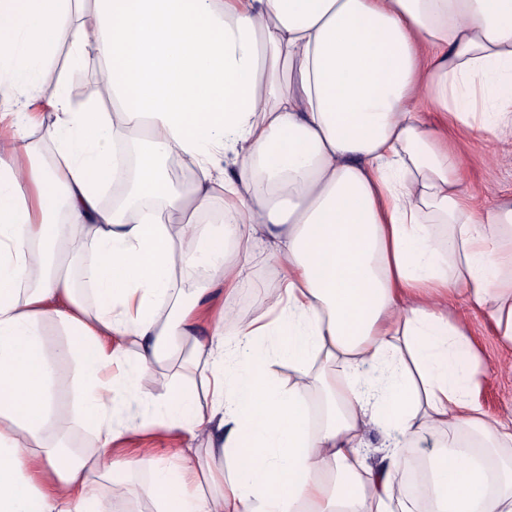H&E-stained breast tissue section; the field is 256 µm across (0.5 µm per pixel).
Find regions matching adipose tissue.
<instances>
[{
	"instance_id": "obj_1",
	"label": "adipose tissue",
	"mask_w": 512,
	"mask_h": 512,
	"mask_svg": "<svg viewBox=\"0 0 512 512\" xmlns=\"http://www.w3.org/2000/svg\"><path fill=\"white\" fill-rule=\"evenodd\" d=\"M62 44L66 68L100 66L96 102L47 80ZM0 93L26 97L0 151V512H113L134 467L157 512H414L394 458L430 437L426 512H512V426L480 403L484 362L448 314L467 294L512 352V201L476 207L442 137H512V0H0ZM40 105L52 119L33 143ZM119 143L138 144L134 169ZM170 159L198 168L188 190L172 191ZM117 183L128 204L104 205ZM219 198L212 229L199 217ZM258 241L282 272L264 314L225 311L197 336L211 282L250 286ZM72 263L93 312L54 271ZM182 266L209 280L162 317ZM184 348L208 401L141 395ZM66 375L89 455L49 442ZM123 397L142 413L119 417ZM154 421L209 446L174 468L113 457ZM370 426L388 464L368 461Z\"/></svg>"
}]
</instances>
